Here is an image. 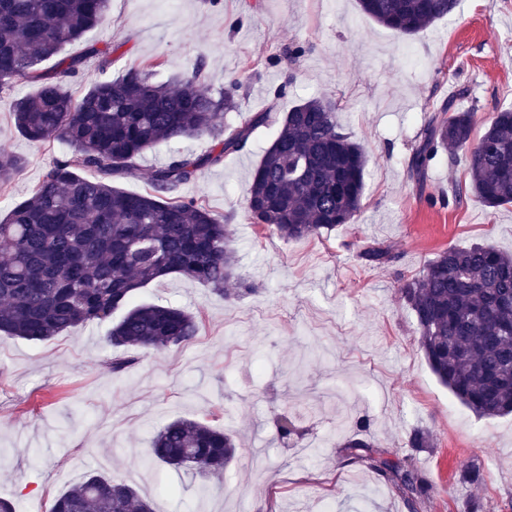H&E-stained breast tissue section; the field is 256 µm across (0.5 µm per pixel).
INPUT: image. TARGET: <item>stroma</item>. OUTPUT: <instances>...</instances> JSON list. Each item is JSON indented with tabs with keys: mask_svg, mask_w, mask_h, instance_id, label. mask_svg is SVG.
I'll list each match as a JSON object with an SVG mask.
<instances>
[{
	"mask_svg": "<svg viewBox=\"0 0 512 512\" xmlns=\"http://www.w3.org/2000/svg\"><path fill=\"white\" fill-rule=\"evenodd\" d=\"M62 54L84 60L70 83L77 94L157 58L173 84L203 62L206 87L235 90L236 107L224 115L233 125L329 100L341 132L368 155L365 189L354 220L322 237L289 241L256 227L246 208L252 174L277 134L259 128L243 151L179 191L228 220L237 272L253 292L227 297L170 276L133 298L198 316L192 343L136 351L116 374L108 319L46 342L1 336L0 499L18 512H48L98 473L133 486L155 512H321L326 503L335 512H467L474 503L512 512V415L477 417L438 381L399 294L445 250L483 244L512 253V206L489 208L473 195L468 151L440 149L421 186L407 168L442 99L473 112L478 135L495 110L512 108V0H459L411 37L365 16L357 0H110L103 23ZM34 90L17 79L0 93V149L26 161L0 190V218L70 152L64 141L34 143L15 128L14 103ZM210 146L204 136L158 144L120 186L145 192L152 169L174 152ZM452 182L457 203L447 199ZM372 241L391 246L396 260L367 266L359 252ZM281 414L303 437L280 439ZM180 417L234 435L237 457L221 480L149 462L155 434ZM362 417L366 439L410 458L432 497L409 503L365 463L345 461L340 444ZM415 428L433 447H408ZM473 467L481 484L464 477Z\"/></svg>",
	"mask_w": 512,
	"mask_h": 512,
	"instance_id": "stroma-1",
	"label": "stroma"
}]
</instances>
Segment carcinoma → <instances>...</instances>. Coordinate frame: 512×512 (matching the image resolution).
I'll return each instance as SVG.
<instances>
[{
    "label": "carcinoma",
    "instance_id": "cac0c4a2",
    "mask_svg": "<svg viewBox=\"0 0 512 512\" xmlns=\"http://www.w3.org/2000/svg\"><path fill=\"white\" fill-rule=\"evenodd\" d=\"M108 0H0V92L16 79L36 85L16 101L13 120L26 139L67 142L72 151L45 172L32 195L0 218V335L48 341L122 310L108 343L115 348L168 349L198 333L197 317L155 303L132 304L134 292L178 275L218 293L244 286L230 225L205 205L179 195L198 172L243 150L255 131L278 125L257 165L248 198L251 223L298 240L350 223L360 210L367 156L338 131L335 105L308 99L280 116L259 112L237 126L227 92L202 86L197 64L180 87L154 81L160 64L133 65L122 75L92 81L77 98L67 79L82 59L61 56L65 45L98 26ZM458 0H359L363 14L409 37L452 14ZM57 59L55 71L40 65ZM473 113L452 102L430 114L408 161L426 178L441 148L471 153V189L489 208L512 205V111L495 112L472 142ZM207 136L203 154L178 152L152 170L150 190L130 193L113 181L137 175L135 160L159 143ZM0 151V189L23 167ZM92 172L88 178L85 173ZM359 257L385 267L396 256L378 242ZM415 317L418 343L437 379L479 417L512 414V255L488 245L450 248L400 288ZM398 492L424 501L432 485L418 469L390 458L370 441L341 445ZM233 437L193 419L167 423L153 440L154 460L175 469L221 476L236 456ZM51 512H154L130 485L90 474L58 496Z\"/></svg>",
    "mask_w": 512,
    "mask_h": 512
}]
</instances>
